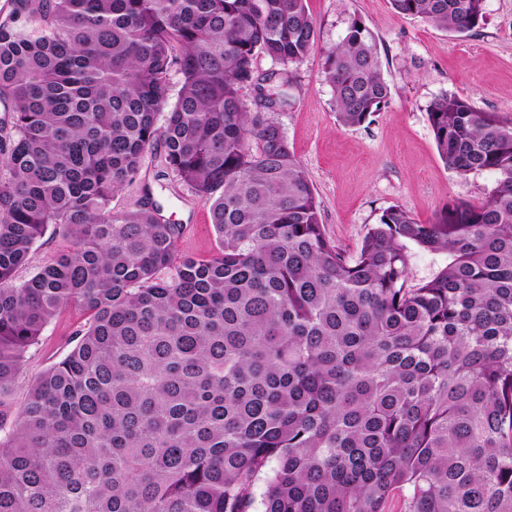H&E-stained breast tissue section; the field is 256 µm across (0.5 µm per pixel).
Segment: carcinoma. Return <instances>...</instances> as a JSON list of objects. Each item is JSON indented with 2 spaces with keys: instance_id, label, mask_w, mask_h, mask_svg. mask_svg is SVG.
I'll return each instance as SVG.
<instances>
[{
  "instance_id": "obj_1",
  "label": "carcinoma",
  "mask_w": 512,
  "mask_h": 512,
  "mask_svg": "<svg viewBox=\"0 0 512 512\" xmlns=\"http://www.w3.org/2000/svg\"><path fill=\"white\" fill-rule=\"evenodd\" d=\"M484 2L390 0L455 35ZM315 37L306 0H10L0 512H384L396 492L405 512H512V119L436 98L441 160L493 175L492 195L429 224L391 207L346 256L279 124L243 97L290 105ZM260 56L280 68L257 72ZM323 73L343 126L388 102L356 15ZM158 145L209 207V258L178 255L160 206L110 208ZM52 224L67 248L17 280ZM411 244L448 252L417 288ZM70 306L73 348L10 411Z\"/></svg>"
}]
</instances>
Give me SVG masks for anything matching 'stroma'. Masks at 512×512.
Returning <instances> with one entry per match:
<instances>
[{
	"instance_id": "obj_1",
	"label": "stroma",
	"mask_w": 512,
	"mask_h": 512,
	"mask_svg": "<svg viewBox=\"0 0 512 512\" xmlns=\"http://www.w3.org/2000/svg\"><path fill=\"white\" fill-rule=\"evenodd\" d=\"M307 7L316 24L315 44L294 67L290 106L274 111L273 118L307 169L330 241L351 256L388 208H405L427 224L448 203L487 200L494 176L448 170L437 152L427 108L448 93L468 99L477 110L512 116V0H485L483 24L464 35L397 16L389 0H308ZM354 15L378 43L391 93L372 123L343 127L322 59ZM150 201L162 205L170 223L183 225L180 254L206 258L215 252L208 207L168 168L159 148L147 154L139 177L113 196L111 207L133 211ZM84 322L72 306L48 325L26 356L15 402H22L41 372L65 356Z\"/></svg>"
}]
</instances>
